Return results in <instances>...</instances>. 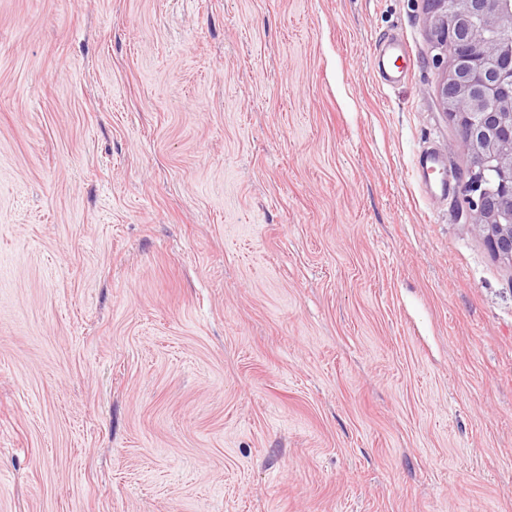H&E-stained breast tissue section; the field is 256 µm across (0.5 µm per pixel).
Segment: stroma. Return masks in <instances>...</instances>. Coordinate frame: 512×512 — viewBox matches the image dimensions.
Here are the masks:
<instances>
[{
	"mask_svg": "<svg viewBox=\"0 0 512 512\" xmlns=\"http://www.w3.org/2000/svg\"><path fill=\"white\" fill-rule=\"evenodd\" d=\"M433 56L424 0H0V512H512Z\"/></svg>",
	"mask_w": 512,
	"mask_h": 512,
	"instance_id": "1",
	"label": "stroma"
}]
</instances>
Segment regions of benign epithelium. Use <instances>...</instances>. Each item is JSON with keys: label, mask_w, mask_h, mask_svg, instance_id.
Returning <instances> with one entry per match:
<instances>
[{"label": "benign epithelium", "mask_w": 512, "mask_h": 512, "mask_svg": "<svg viewBox=\"0 0 512 512\" xmlns=\"http://www.w3.org/2000/svg\"><path fill=\"white\" fill-rule=\"evenodd\" d=\"M437 102L460 127L469 157L470 224L512 264V0H426Z\"/></svg>", "instance_id": "obj_1"}]
</instances>
